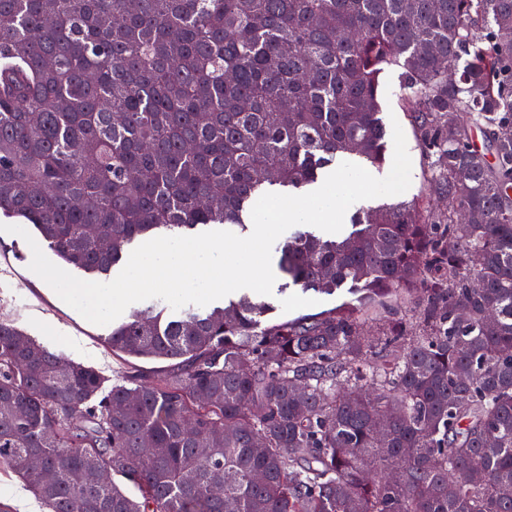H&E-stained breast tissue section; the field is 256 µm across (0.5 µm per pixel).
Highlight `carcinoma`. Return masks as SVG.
Returning a JSON list of instances; mask_svg holds the SVG:
<instances>
[{
    "instance_id": "obj_1",
    "label": "carcinoma",
    "mask_w": 512,
    "mask_h": 512,
    "mask_svg": "<svg viewBox=\"0 0 512 512\" xmlns=\"http://www.w3.org/2000/svg\"><path fill=\"white\" fill-rule=\"evenodd\" d=\"M392 66L444 227L412 201L295 231L281 291L355 295L319 313L132 312L108 343L156 376L62 372L0 320V473L50 512H512V0H0V213L105 277L137 239L244 229L273 185L383 167ZM415 294L420 335H364Z\"/></svg>"
}]
</instances>
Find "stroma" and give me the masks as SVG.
Wrapping results in <instances>:
<instances>
[{"label": "stroma", "instance_id": "35a3bbf8", "mask_svg": "<svg viewBox=\"0 0 512 512\" xmlns=\"http://www.w3.org/2000/svg\"><path fill=\"white\" fill-rule=\"evenodd\" d=\"M379 94L384 115L395 116L402 127L412 160L411 186L404 192V199L429 203L436 213L446 212L447 201L434 191V158L416 135L405 106L407 92L397 70L385 71ZM11 222V217L0 214V318L11 321L63 360L93 367L109 378L132 368L151 374L166 369V362L160 360H137L113 353L106 343L111 326L92 324L58 300L56 293L30 270L32 252L26 241L5 232V225ZM348 298L343 290L313 297L294 288L285 294H272L267 301L274 307V319L289 320L333 308Z\"/></svg>", "mask_w": 512, "mask_h": 512}]
</instances>
